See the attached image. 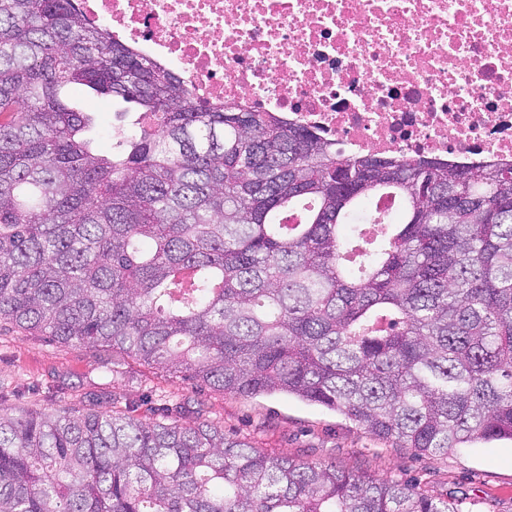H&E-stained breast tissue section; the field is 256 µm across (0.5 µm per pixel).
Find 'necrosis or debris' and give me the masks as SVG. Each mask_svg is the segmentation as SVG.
Listing matches in <instances>:
<instances>
[{
    "mask_svg": "<svg viewBox=\"0 0 512 512\" xmlns=\"http://www.w3.org/2000/svg\"><path fill=\"white\" fill-rule=\"evenodd\" d=\"M201 99L347 157L512 163V0H81Z\"/></svg>",
    "mask_w": 512,
    "mask_h": 512,
    "instance_id": "1",
    "label": "necrosis or debris"
}]
</instances>
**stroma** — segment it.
<instances>
[{
    "label": "stroma",
    "instance_id": "35a3bbf8",
    "mask_svg": "<svg viewBox=\"0 0 512 512\" xmlns=\"http://www.w3.org/2000/svg\"><path fill=\"white\" fill-rule=\"evenodd\" d=\"M70 98L95 113L102 131L99 146L110 149L108 132L118 103L84 86L73 87ZM1 405L63 407L75 418L92 410H119L184 426L207 420L273 456L333 461L348 471L419 486L429 497L448 500L455 512H512L511 443L422 455L285 393L227 395L119 353L104 366L95 349L72 348L9 324H0Z\"/></svg>",
    "mask_w": 512,
    "mask_h": 512
}]
</instances>
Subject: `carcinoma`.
<instances>
[{
    "label": "carcinoma",
    "mask_w": 512,
    "mask_h": 512,
    "mask_svg": "<svg viewBox=\"0 0 512 512\" xmlns=\"http://www.w3.org/2000/svg\"><path fill=\"white\" fill-rule=\"evenodd\" d=\"M76 85L137 106L111 150ZM2 322L425 455L512 441V164L344 157L196 97L75 0H0ZM0 512L455 510L205 421L1 407Z\"/></svg>",
    "instance_id": "cac0c4a2"
}]
</instances>
